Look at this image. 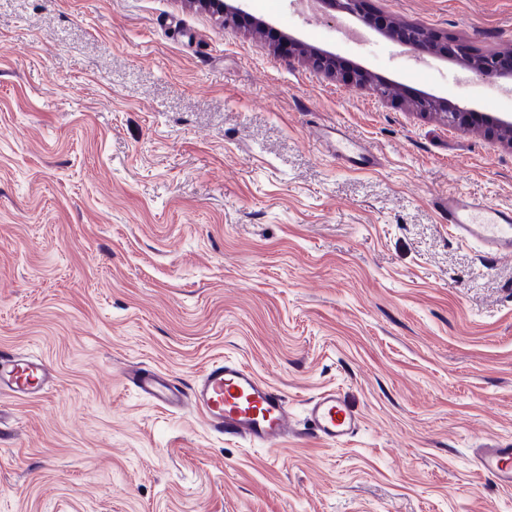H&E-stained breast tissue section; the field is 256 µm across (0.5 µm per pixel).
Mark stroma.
Masks as SVG:
<instances>
[{
  "label": "stroma",
  "instance_id": "1",
  "mask_svg": "<svg viewBox=\"0 0 512 512\" xmlns=\"http://www.w3.org/2000/svg\"><path fill=\"white\" fill-rule=\"evenodd\" d=\"M243 8L305 45L479 112L465 86L343 15ZM365 12L512 53V0H364ZM342 124L378 165L320 145ZM512 207V150L406 99L288 63L185 0H0V348L54 386L0 401V512H512L471 450L512 444V257L444 222L449 193ZM236 359L288 399L338 390L340 445L218 435L122 382L190 384Z\"/></svg>",
  "mask_w": 512,
  "mask_h": 512
}]
</instances>
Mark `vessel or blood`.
Masks as SVG:
<instances>
[{"instance_id": "vessel-or-blood-1", "label": "vessel or blood", "mask_w": 512, "mask_h": 512, "mask_svg": "<svg viewBox=\"0 0 512 512\" xmlns=\"http://www.w3.org/2000/svg\"><path fill=\"white\" fill-rule=\"evenodd\" d=\"M328 152L344 162L356 150L341 128L325 133ZM447 224L454 237L478 245L492 257L512 255V210L498 209L466 195L452 193L445 205ZM125 385L152 404L171 409L190 403L194 412L217 434L241 439L250 445L274 449L294 430V417L286 396L255 371L232 359L209 364L190 387L169 374L141 365L122 372ZM53 374L47 363L0 350V397L22 398L49 390ZM308 432L327 443H343L354 436L360 418L336 390L322 391L305 406ZM477 467L512 486V445H483L474 449Z\"/></svg>"}]
</instances>
